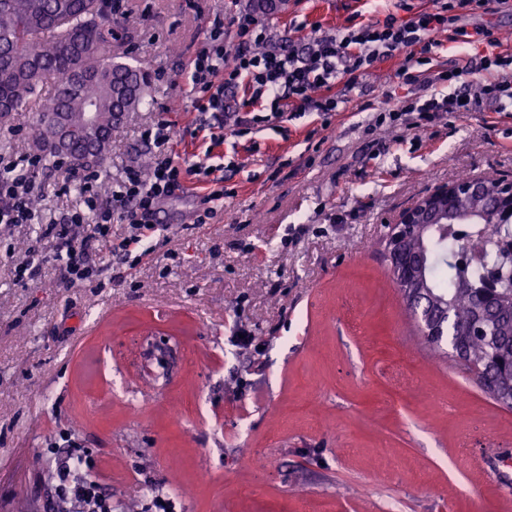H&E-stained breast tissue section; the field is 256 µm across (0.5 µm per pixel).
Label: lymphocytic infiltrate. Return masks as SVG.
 Returning a JSON list of instances; mask_svg holds the SVG:
<instances>
[{
	"label": "lymphocytic infiltrate",
	"mask_w": 512,
	"mask_h": 512,
	"mask_svg": "<svg viewBox=\"0 0 512 512\" xmlns=\"http://www.w3.org/2000/svg\"><path fill=\"white\" fill-rule=\"evenodd\" d=\"M512 0H435L434 11H420L400 19L387 15L368 24H354L336 31H321L305 41L273 36L248 13L233 19L237 44L226 51L224 24L214 20L205 42L189 64L194 110L198 114L196 132L211 133L227 127L232 135L242 134L248 124L242 107H264L272 117L288 112L339 111L342 96L336 84L355 88L378 63L399 58L398 86L404 91L398 105L380 109L371 127L402 126L419 129L446 113L466 117L484 103L497 111L512 112V53L498 52L499 40L491 26L466 28L463 17L490 11L492 5ZM457 44L480 43L492 46L478 66L435 64L432 53L440 47V35ZM483 78H475V70ZM176 137L174 123L159 121L146 139L155 150L148 174L129 171L125 180L101 199L97 189L99 172L87 166L79 172L66 171L60 191L79 185L84 208L61 213L41 230L31 245L30 260L12 264L13 280L28 285L37 278L40 265L62 263L68 281L79 285L98 276L92 262L93 249L104 246L113 256L127 257L130 248L141 246L154 228V218L162 206L184 195L190 181L209 185L207 202L222 201L223 177L214 166L196 162L181 167L170 146ZM43 161L30 154L15 161L0 159V225L37 222L32 200L43 186L39 172ZM126 224L123 238L113 239L112 225ZM70 465L56 471L58 487L68 500L86 507L87 512H112V498L95 481L77 480Z\"/></svg>",
	"instance_id": "lymphocytic-infiltrate-1"
}]
</instances>
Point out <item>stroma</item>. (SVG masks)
<instances>
[{"mask_svg":"<svg viewBox=\"0 0 512 512\" xmlns=\"http://www.w3.org/2000/svg\"><path fill=\"white\" fill-rule=\"evenodd\" d=\"M251 0H118L112 50L150 74L99 164L109 193L151 163L144 131L175 123L176 156L223 168V204L167 203L153 253L122 282L68 284L61 267L21 288L0 274V512H61L54 471L88 457L114 512H512V409L406 309L383 242L399 213L456 175L512 178V115H447L418 130L367 128L397 61L344 111L192 136L186 66L214 19ZM397 0H288L259 16L275 36L339 29ZM36 115L0 125V155L34 152ZM42 174L43 220L83 205ZM255 348L232 340L238 322Z\"/></svg>","mask_w":512,"mask_h":512,"instance_id":"obj_1","label":"stroma"}]
</instances>
